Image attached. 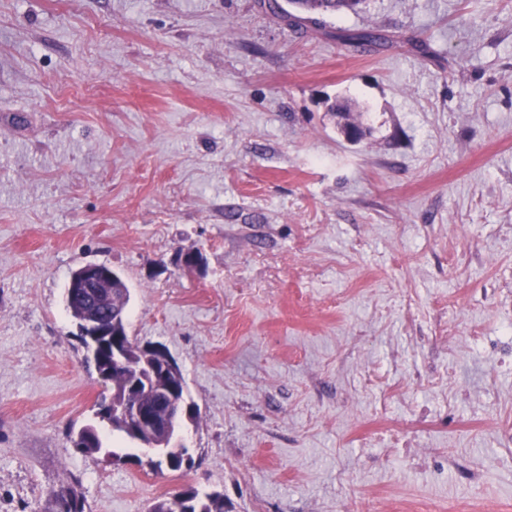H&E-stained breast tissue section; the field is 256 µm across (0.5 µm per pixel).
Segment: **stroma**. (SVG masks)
Instances as JSON below:
<instances>
[{
  "label": "stroma",
  "instance_id": "1",
  "mask_svg": "<svg viewBox=\"0 0 512 512\" xmlns=\"http://www.w3.org/2000/svg\"><path fill=\"white\" fill-rule=\"evenodd\" d=\"M90 262L183 372L191 469L71 442L109 394L63 301ZM74 477L86 512H512V0H0V512ZM260 8L269 11L272 15L289 20V25L298 28L301 22H307L316 28H323L326 18L341 13L361 12L366 0H285V4L290 6L293 12H290L276 0H258ZM269 9V10H268ZM342 38L353 46L367 51L380 47L387 42L386 36L377 30H360L346 34ZM188 501L186 506L182 503V497ZM178 498L182 511L180 512H224V495L212 492L202 495L193 486L184 488L168 498L157 500L151 508V512H174V500Z\"/></svg>",
  "mask_w": 512,
  "mask_h": 512
}]
</instances>
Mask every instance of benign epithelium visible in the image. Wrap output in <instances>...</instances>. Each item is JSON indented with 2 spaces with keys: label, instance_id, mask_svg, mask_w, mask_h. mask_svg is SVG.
I'll return each mask as SVG.
<instances>
[{
  "label": "benign epithelium",
  "instance_id": "obj_1",
  "mask_svg": "<svg viewBox=\"0 0 512 512\" xmlns=\"http://www.w3.org/2000/svg\"><path fill=\"white\" fill-rule=\"evenodd\" d=\"M345 136L352 142H360L367 136L366 129L349 120L340 122ZM117 277V272L102 264H88L70 276L72 288H101ZM81 342L90 351V360L97 362L99 339L110 335L98 316L82 310L80 317ZM140 357V369L151 378L153 386L168 399L165 411L160 412L150 405H132L127 399L112 397L107 405L112 407V429L136 438L151 453L148 463L168 464L166 448L170 445L187 447L183 424L188 416V404L175 398V390L169 382L176 371V362L158 347L136 348L126 343L112 344V368L123 369Z\"/></svg>",
  "mask_w": 512,
  "mask_h": 512
}]
</instances>
